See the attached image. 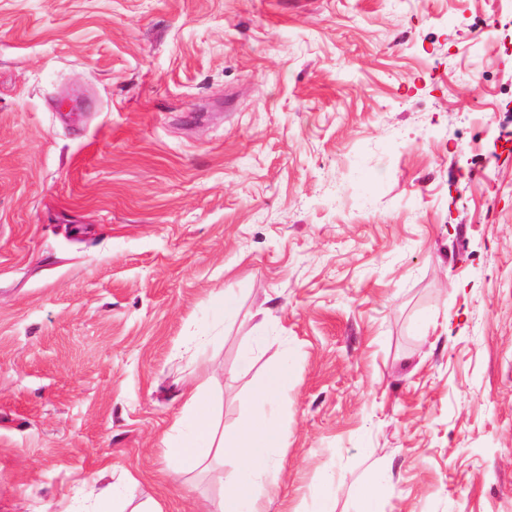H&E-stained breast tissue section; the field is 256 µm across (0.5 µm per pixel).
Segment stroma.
I'll use <instances>...</instances> for the list:
<instances>
[{"label": "stroma", "mask_w": 512, "mask_h": 512, "mask_svg": "<svg viewBox=\"0 0 512 512\" xmlns=\"http://www.w3.org/2000/svg\"><path fill=\"white\" fill-rule=\"evenodd\" d=\"M286 359L265 512H512V0H0V512H208ZM291 372V364L284 362L267 375L256 393V416L245 428L230 436L225 435L224 431L218 434L211 404L202 385L183 392L184 407L173 426H181L191 419L192 430L179 443H172L169 434L163 437L169 454L178 460L177 473L200 467L212 451L214 457L230 458L236 464L224 496L215 505L214 511L208 512H264L258 505L257 490L273 467L268 449L273 441L279 439L275 430V403L288 383ZM200 448H206V453ZM384 490V481L381 477H374L365 482L359 490L362 510L359 512H381L380 502ZM131 502L125 496L111 492L109 488L101 489L95 498L90 512H161L160 510H129Z\"/></svg>", "instance_id": "1"}]
</instances>
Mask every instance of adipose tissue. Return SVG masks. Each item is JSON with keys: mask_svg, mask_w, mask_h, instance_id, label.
<instances>
[{"mask_svg": "<svg viewBox=\"0 0 512 512\" xmlns=\"http://www.w3.org/2000/svg\"><path fill=\"white\" fill-rule=\"evenodd\" d=\"M291 372V364L285 362L267 375L256 394V416L245 428L230 436L217 431L211 404L202 386L184 391V407L175 423L179 426L191 423L192 430L184 441L167 445L170 455L177 458L180 470L200 467L211 453L231 459L235 464L233 476L214 512H262L258 489L273 467L268 450L278 438L275 403Z\"/></svg>", "mask_w": 512, "mask_h": 512, "instance_id": "adipose-tissue-1", "label": "adipose tissue"}]
</instances>
